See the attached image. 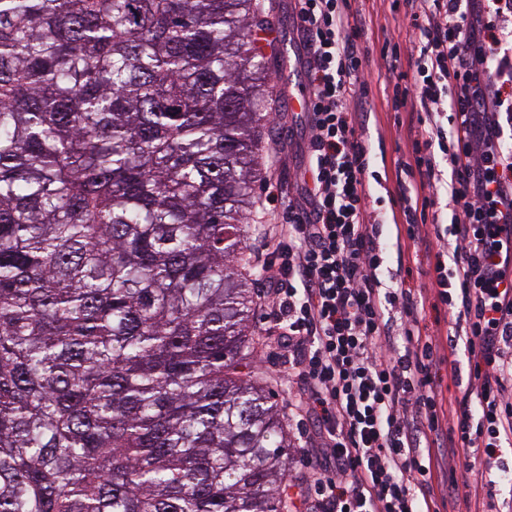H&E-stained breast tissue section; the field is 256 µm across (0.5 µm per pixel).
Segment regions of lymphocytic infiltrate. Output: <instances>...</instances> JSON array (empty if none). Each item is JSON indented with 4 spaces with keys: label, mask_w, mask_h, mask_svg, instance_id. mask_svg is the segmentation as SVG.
Instances as JSON below:
<instances>
[{
    "label": "lymphocytic infiltrate",
    "mask_w": 512,
    "mask_h": 512,
    "mask_svg": "<svg viewBox=\"0 0 512 512\" xmlns=\"http://www.w3.org/2000/svg\"><path fill=\"white\" fill-rule=\"evenodd\" d=\"M404 5L406 38L381 58L420 180L391 193L401 222L387 236L370 209L382 177L362 106L364 16L357 0H293L306 163L288 178L287 221L258 225L252 254L299 430L294 512H434L439 499L480 512L507 472L497 451L512 443V145L501 124L512 112V0ZM404 55L413 73L400 71ZM443 195L442 229L428 214ZM391 253L400 265L425 257L427 287L384 278ZM426 303L446 309L448 334L422 335ZM439 367L458 385L451 396ZM462 448L473 462L461 473Z\"/></svg>",
    "instance_id": "lymphocytic-infiltrate-1"
}]
</instances>
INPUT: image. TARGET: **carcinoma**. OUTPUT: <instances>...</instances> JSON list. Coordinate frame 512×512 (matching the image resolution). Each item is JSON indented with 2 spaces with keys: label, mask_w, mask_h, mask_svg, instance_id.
<instances>
[{
  "label": "carcinoma",
  "mask_w": 512,
  "mask_h": 512,
  "mask_svg": "<svg viewBox=\"0 0 512 512\" xmlns=\"http://www.w3.org/2000/svg\"><path fill=\"white\" fill-rule=\"evenodd\" d=\"M256 0H0V512H280L244 259Z\"/></svg>",
  "instance_id": "obj_1"
}]
</instances>
